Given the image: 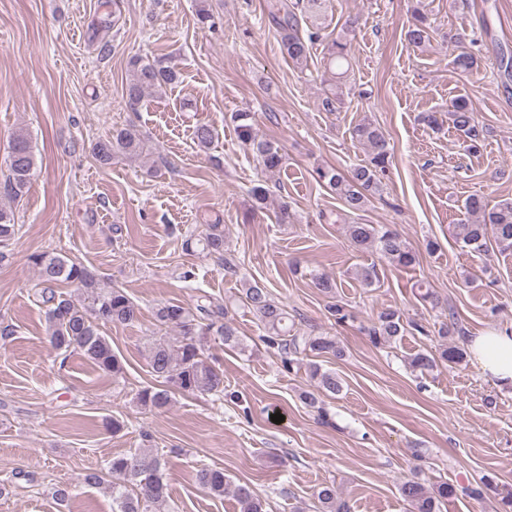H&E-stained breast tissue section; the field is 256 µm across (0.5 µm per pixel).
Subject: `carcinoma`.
Here are the masks:
<instances>
[{
  "instance_id": "cac0c4a2",
  "label": "carcinoma",
  "mask_w": 512,
  "mask_h": 512,
  "mask_svg": "<svg viewBox=\"0 0 512 512\" xmlns=\"http://www.w3.org/2000/svg\"><path fill=\"white\" fill-rule=\"evenodd\" d=\"M325 0H304L303 11L284 10L283 15H273L281 33L282 46L289 60L295 64L307 61L310 46L320 38L315 30L304 37L301 34L300 17L320 19ZM432 27L427 16L416 10L413 22L406 31L409 45L420 47L430 40ZM448 43L457 48L453 58L454 68L462 75H469L479 67L480 60L464 50L461 33L448 32ZM351 43L341 36L330 46V56L341 69L348 62ZM178 68L162 61L136 63L128 84V100L132 105L140 103L145 93L172 85L178 79ZM453 127L460 132L466 147L476 151L484 139L483 126L475 120L473 109L464 97L456 98L451 105ZM238 134L265 170L273 171L282 163L280 146L253 136L250 125L243 123L247 114H240ZM353 136L369 146V163L354 167L349 174L332 168L315 169L316 180L336 195L350 213L366 208L380 191V174L389 163V142L384 133L370 122L356 125ZM213 127L200 123L194 130L197 145L208 149L215 141ZM143 150L141 134L134 127L120 128L108 137L95 141L92 153L99 163L112 164L119 156L132 158ZM35 168V158L29 145L28 134L21 130L13 134L9 154V177L3 185V194L11 200L21 198L28 190ZM467 219L455 225V238L462 247L475 253H487L490 248L499 251L512 250V199H505L489 206L478 195H471L464 202ZM18 232L11 210L0 207V248H5ZM346 234L358 249H373L381 256L401 267H409L416 261L415 251L400 234L381 224H348ZM202 246L209 255L224 254V228L220 224L207 225L206 232L198 239L184 241L185 249L193 244ZM37 268L41 283L49 290L45 302L49 303L45 316V332L51 347L65 353H80L99 370L115 379L125 375L122 360L112 350L108 337L101 334L105 325H131L139 320L140 308L121 288L101 285L96 273L86 266L59 255L38 253L30 256ZM62 283L78 290L80 299L73 300L56 295L53 286ZM241 302L256 317L265 331L264 342L279 348L285 357L283 366L290 369L294 356L313 352L318 355L343 356V349L333 336L292 333L288 327V311L275 301L270 293L257 285L243 289ZM156 321L174 332L172 336H159L149 343L148 366L151 374L163 380L165 387L144 386L135 393V401L145 409L159 410L171 404V391L184 395L224 393V372L211 364L203 353V341L217 336L230 349H243L232 322L226 320L223 307L198 304L191 308L181 302H167L155 311ZM407 331V324L393 310L380 312L365 328L369 341L379 346L386 344ZM442 349L437 354L418 353L410 360V366L421 372L429 371L437 363H459L464 358L463 349L448 341V330L441 329ZM310 378L319 390L337 395L342 385L336 374L310 366ZM166 461L156 448H135L112 456L104 470H91L83 474V482L89 486H107L112 489V512H163L168 498L165 480ZM198 484L209 495L224 496L230 486L219 468L203 467L196 473ZM399 492L413 512H437L438 503L457 494L453 484L442 482L432 488L423 483L406 479ZM239 512H265V503L247 486L234 489ZM317 512H349L347 503L339 496L334 484L324 483L315 493Z\"/></svg>"
}]
</instances>
